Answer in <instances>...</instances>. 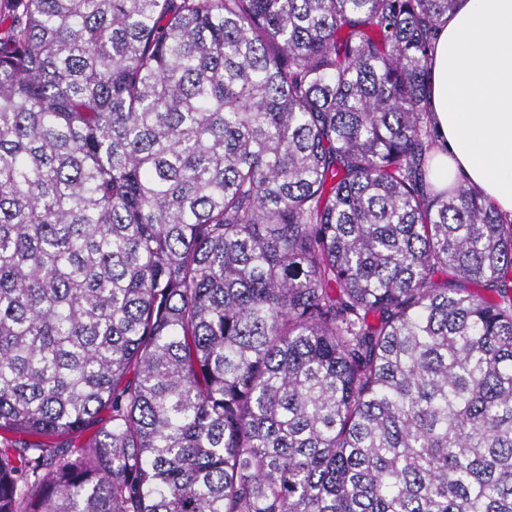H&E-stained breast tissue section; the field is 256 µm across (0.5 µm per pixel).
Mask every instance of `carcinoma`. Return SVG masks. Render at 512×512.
I'll use <instances>...</instances> for the list:
<instances>
[{
  "instance_id": "1",
  "label": "carcinoma",
  "mask_w": 512,
  "mask_h": 512,
  "mask_svg": "<svg viewBox=\"0 0 512 512\" xmlns=\"http://www.w3.org/2000/svg\"><path fill=\"white\" fill-rule=\"evenodd\" d=\"M455 2L0 0V512H512Z\"/></svg>"
}]
</instances>
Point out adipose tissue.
Returning <instances> with one entry per match:
<instances>
[{
  "label": "adipose tissue",
  "instance_id": "1",
  "mask_svg": "<svg viewBox=\"0 0 512 512\" xmlns=\"http://www.w3.org/2000/svg\"><path fill=\"white\" fill-rule=\"evenodd\" d=\"M430 72L438 187L466 182L512 219V0H457Z\"/></svg>",
  "mask_w": 512,
  "mask_h": 512
}]
</instances>
